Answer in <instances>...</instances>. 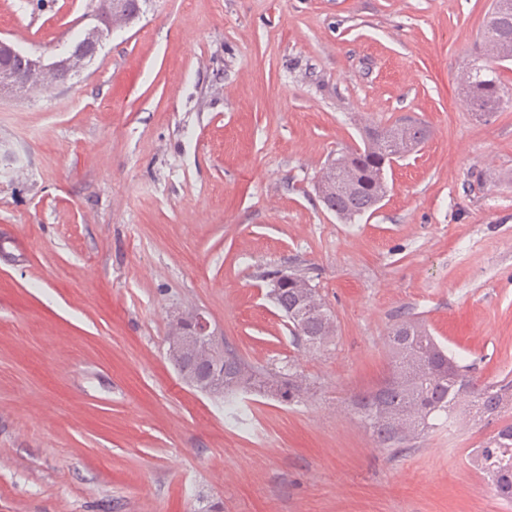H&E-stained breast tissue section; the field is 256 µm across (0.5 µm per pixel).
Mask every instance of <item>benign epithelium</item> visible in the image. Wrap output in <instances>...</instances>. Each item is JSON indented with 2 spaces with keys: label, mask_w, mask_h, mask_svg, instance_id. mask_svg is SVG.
Masks as SVG:
<instances>
[{
  "label": "benign epithelium",
  "mask_w": 512,
  "mask_h": 512,
  "mask_svg": "<svg viewBox=\"0 0 512 512\" xmlns=\"http://www.w3.org/2000/svg\"><path fill=\"white\" fill-rule=\"evenodd\" d=\"M106 11H95L91 21L82 29V46L78 50H70L65 56L55 57L50 61L27 55L7 42L0 41V54H8L20 61V66L0 68V88L19 89L29 87L26 74L46 73L55 77L54 85L66 82L70 78L83 73L97 55L106 37L119 28L116 19L125 11V0H108ZM180 334L171 338L167 343V358L180 376L196 391L210 394L224 388V357L223 354H213V359L197 366L200 375L190 376L189 358L202 349L223 348L224 340L207 315L196 310L190 318L179 324Z\"/></svg>",
  "instance_id": "7a95c632"
}]
</instances>
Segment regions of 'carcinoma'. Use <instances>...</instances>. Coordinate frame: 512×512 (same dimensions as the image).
I'll use <instances>...</instances> for the list:
<instances>
[{"instance_id":"cac0c4a2","label":"carcinoma","mask_w":512,"mask_h":512,"mask_svg":"<svg viewBox=\"0 0 512 512\" xmlns=\"http://www.w3.org/2000/svg\"><path fill=\"white\" fill-rule=\"evenodd\" d=\"M481 36L484 61L466 68L461 86L469 107L479 116L489 117L505 98L495 64L512 59V0H492ZM358 131L361 145L336 153L320 169L314 185L326 209L349 224L375 212L386 196L387 184L378 163L390 154L408 155L425 141L411 122L380 127L364 121ZM278 302L294 341L304 352L316 353L335 336L333 312L308 273L298 272L295 282L282 289ZM299 302L309 315L305 326L289 319L287 313ZM387 347L390 367L380 389L360 393L349 404L363 428L383 448L403 451L412 441L446 424L499 418L512 409V380L479 381L475 376L477 360L465 361L416 316L394 323ZM224 358L234 364L231 383L224 387V407L232 412L243 393L291 405L301 402L307 391L306 380L291 364L286 371L255 368L227 345ZM480 454L497 496L512 503L511 420L503 421L480 444Z\"/></svg>"}]
</instances>
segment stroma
<instances>
[{"label": "stroma", "mask_w": 512, "mask_h": 512, "mask_svg": "<svg viewBox=\"0 0 512 512\" xmlns=\"http://www.w3.org/2000/svg\"><path fill=\"white\" fill-rule=\"evenodd\" d=\"M490 0H150L68 84L0 94V512H512L460 452L475 422L378 447L346 410L424 318L477 376L512 372V100L479 117ZM90 0H0V40L52 57ZM428 137L379 209L314 190L359 119ZM313 268L337 325L299 348L264 271ZM206 311L304 401L221 396L165 357Z\"/></svg>", "instance_id": "1"}]
</instances>
